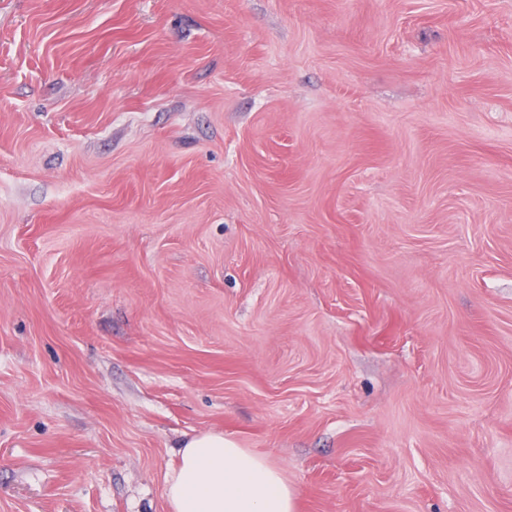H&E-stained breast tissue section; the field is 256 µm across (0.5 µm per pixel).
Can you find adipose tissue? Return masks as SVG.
<instances>
[{
  "label": "adipose tissue",
  "instance_id": "1",
  "mask_svg": "<svg viewBox=\"0 0 512 512\" xmlns=\"http://www.w3.org/2000/svg\"><path fill=\"white\" fill-rule=\"evenodd\" d=\"M165 493L172 512H295V494L271 461L219 433L183 440Z\"/></svg>",
  "mask_w": 512,
  "mask_h": 512
}]
</instances>
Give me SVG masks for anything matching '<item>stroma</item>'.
I'll return each instance as SVG.
<instances>
[{
  "mask_svg": "<svg viewBox=\"0 0 512 512\" xmlns=\"http://www.w3.org/2000/svg\"><path fill=\"white\" fill-rule=\"evenodd\" d=\"M512 512V0H0V512ZM178 454L165 486L172 512H296L295 493L271 461L224 434L188 436Z\"/></svg>",
  "mask_w": 512,
  "mask_h": 512,
  "instance_id": "obj_1",
  "label": "stroma"
}]
</instances>
